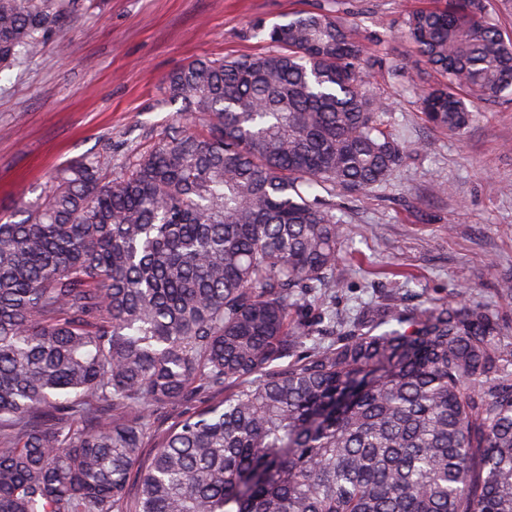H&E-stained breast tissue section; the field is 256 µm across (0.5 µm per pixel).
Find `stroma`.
Wrapping results in <instances>:
<instances>
[{"label": "stroma", "mask_w": 512, "mask_h": 512, "mask_svg": "<svg viewBox=\"0 0 512 512\" xmlns=\"http://www.w3.org/2000/svg\"><path fill=\"white\" fill-rule=\"evenodd\" d=\"M426 0H81L77 16L0 83V218L19 198L35 200L62 165L111 143L117 159L142 152L173 120L162 83L200 58L266 52L248 27L319 7L347 15L377 38L381 66L365 80L389 129L406 145L403 165L382 186L336 192V213L353 243L336 268L337 317L395 288L431 298L478 293L512 343V96L481 104L459 137L421 118L438 77L418 63L404 22Z\"/></svg>", "instance_id": "obj_1"}]
</instances>
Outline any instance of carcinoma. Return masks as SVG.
<instances>
[{
    "instance_id": "1",
    "label": "carcinoma",
    "mask_w": 512,
    "mask_h": 512,
    "mask_svg": "<svg viewBox=\"0 0 512 512\" xmlns=\"http://www.w3.org/2000/svg\"><path fill=\"white\" fill-rule=\"evenodd\" d=\"M76 6L0 0V81ZM251 29L271 50L167 75L181 109L149 150L116 167L108 142L0 222V512H512V346L486 307L326 306L332 197L405 159L361 84L375 50L321 8ZM406 34L431 126L512 94L486 0H429Z\"/></svg>"
}]
</instances>
